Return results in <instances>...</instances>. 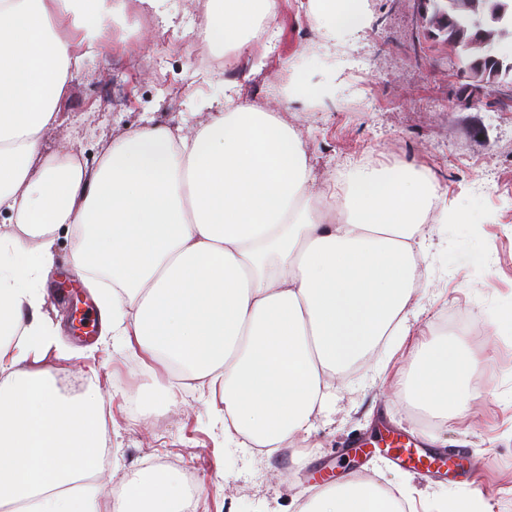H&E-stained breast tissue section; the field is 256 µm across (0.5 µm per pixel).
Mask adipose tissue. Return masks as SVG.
Here are the masks:
<instances>
[{
	"instance_id": "obj_1",
	"label": "adipose tissue",
	"mask_w": 512,
	"mask_h": 512,
	"mask_svg": "<svg viewBox=\"0 0 512 512\" xmlns=\"http://www.w3.org/2000/svg\"><path fill=\"white\" fill-rule=\"evenodd\" d=\"M278 0H221L209 36L243 50ZM328 37L360 0H309ZM126 0H0V512H189L157 467L100 494L110 408L89 373L68 396L36 368L59 329L39 286L65 224L84 237L72 266L99 294L102 334L149 369L208 389L224 436L275 452L307 438L331 379L388 336L410 334L423 242L438 194L425 169L363 165L319 191L300 136L274 112L225 95L187 136L152 125L113 141L96 166L43 150L72 72ZM476 362L420 343L401 383L445 419L473 392ZM300 512H418L416 501L351 479Z\"/></svg>"
}]
</instances>
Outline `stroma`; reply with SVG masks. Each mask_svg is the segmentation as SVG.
<instances>
[{
	"mask_svg": "<svg viewBox=\"0 0 512 512\" xmlns=\"http://www.w3.org/2000/svg\"><path fill=\"white\" fill-rule=\"evenodd\" d=\"M165 16L113 22L112 42L87 55L74 73L46 151L65 148L95 165L105 145L148 125L191 129L236 84L240 101L278 113L303 139L316 183L361 164L427 167L440 186L423 226L426 258L413 297L415 331L448 341L476 358L477 392L463 416L442 420L395 393L394 370L409 359L373 353L337 374L331 397L307 441L282 457L227 447L207 392L176 389L161 407L153 381L119 338L79 343L70 307L52 294L71 274L78 245L70 225L56 233V264L41 282L45 309L61 328L62 350L43 360L68 395L81 393L96 369L110 405V459L101 476L112 489L166 458L194 472L197 512H296L329 483L357 476L414 498L419 512H512V338L498 327L512 309V108L493 106L494 91L463 101V78L448 50L420 28L411 0H362L359 27L327 40L307 0H279L262 43H250L236 67L200 59L196 44L218 21L209 0H167ZM312 82L334 81L331 97L310 107L278 104L291 70ZM472 210L467 232L444 223L448 204ZM392 428L446 454L460 470L427 473L396 463L379 448L347 454L350 442Z\"/></svg>",
	"mask_w": 512,
	"mask_h": 512,
	"instance_id": "obj_1",
	"label": "stroma"
}]
</instances>
